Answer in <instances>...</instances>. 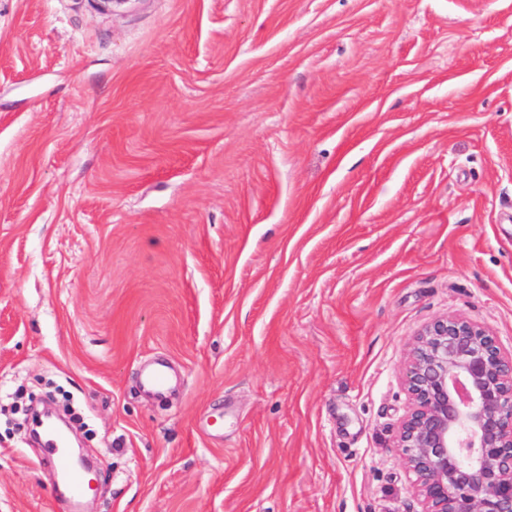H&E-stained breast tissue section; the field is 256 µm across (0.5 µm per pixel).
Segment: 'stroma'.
<instances>
[{"label": "stroma", "instance_id": "obj_1", "mask_svg": "<svg viewBox=\"0 0 512 512\" xmlns=\"http://www.w3.org/2000/svg\"><path fill=\"white\" fill-rule=\"evenodd\" d=\"M448 316L512 350V0H0V512L57 387L82 512H420Z\"/></svg>", "mask_w": 512, "mask_h": 512}]
</instances>
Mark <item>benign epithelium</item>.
Here are the masks:
<instances>
[{
	"label": "benign epithelium",
	"mask_w": 512,
	"mask_h": 512,
	"mask_svg": "<svg viewBox=\"0 0 512 512\" xmlns=\"http://www.w3.org/2000/svg\"><path fill=\"white\" fill-rule=\"evenodd\" d=\"M394 447L421 512H512V353L459 317L422 330L405 366Z\"/></svg>",
	"instance_id": "1"
}]
</instances>
